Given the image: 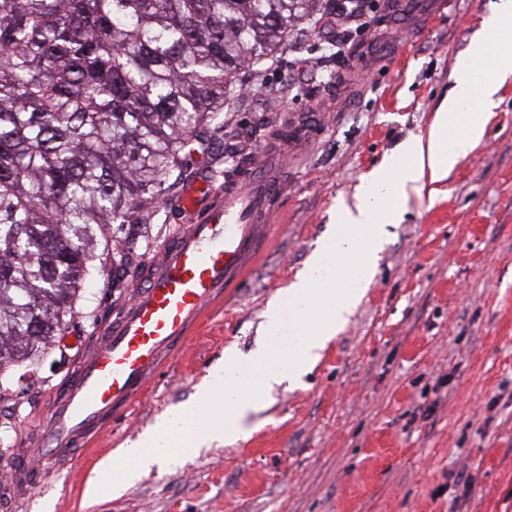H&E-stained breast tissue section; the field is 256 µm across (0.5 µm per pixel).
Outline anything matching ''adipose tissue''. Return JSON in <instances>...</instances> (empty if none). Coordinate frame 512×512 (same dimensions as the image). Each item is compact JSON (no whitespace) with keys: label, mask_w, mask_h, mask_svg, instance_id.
<instances>
[{"label":"adipose tissue","mask_w":512,"mask_h":512,"mask_svg":"<svg viewBox=\"0 0 512 512\" xmlns=\"http://www.w3.org/2000/svg\"><path fill=\"white\" fill-rule=\"evenodd\" d=\"M472 64L487 65L490 77L476 87L465 76L458 79L427 136L407 142L361 183L354 206L339 213L315 255L269 305L263 343L244 356L225 354L191 399L121 448L118 462L103 461L113 489L200 448L244 439L247 421L266 406L265 394L312 370L370 287L386 227L399 222L409 191L420 190L424 176L447 177L483 139V114L497 107L512 77V0H492L479 36L457 61L463 73Z\"/></svg>","instance_id":"1"}]
</instances>
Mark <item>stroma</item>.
I'll use <instances>...</instances> for the list:
<instances>
[{
  "label": "stroma",
  "mask_w": 512,
  "mask_h": 512,
  "mask_svg": "<svg viewBox=\"0 0 512 512\" xmlns=\"http://www.w3.org/2000/svg\"><path fill=\"white\" fill-rule=\"evenodd\" d=\"M335 0L273 55L246 67L207 130L197 167L223 178L266 164L289 121L314 124L287 158L279 213L247 278L126 416L68 466L46 455L43 484L0 471V512H512V80L485 135L448 177L410 193L370 288L314 368L272 394L246 439L155 467L133 486L89 493L98 463L193 395L227 350L262 343L265 312L294 281L340 206L413 138L454 87L456 63L491 0H447L435 16ZM348 39L344 55L336 42ZM264 79L266 103L243 97ZM187 216L159 202L112 279L102 255L65 346L0 392V460L45 443L55 400L105 335L145 268Z\"/></svg>",
  "instance_id": "1"
}]
</instances>
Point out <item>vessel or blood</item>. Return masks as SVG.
I'll return each mask as SVG.
<instances>
[{
	"label": "vessel or blood",
	"instance_id": "obj_1",
	"mask_svg": "<svg viewBox=\"0 0 512 512\" xmlns=\"http://www.w3.org/2000/svg\"><path fill=\"white\" fill-rule=\"evenodd\" d=\"M205 191L187 186L175 207L190 216L149 265L106 336L83 358L51 413L55 453L74 458L108 413L130 408L215 304L253 265L283 193L276 168L238 170Z\"/></svg>",
	"mask_w": 512,
	"mask_h": 512
}]
</instances>
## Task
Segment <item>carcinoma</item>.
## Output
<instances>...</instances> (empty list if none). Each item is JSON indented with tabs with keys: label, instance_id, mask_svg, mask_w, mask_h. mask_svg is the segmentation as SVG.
I'll return each mask as SVG.
<instances>
[{
	"label": "carcinoma",
	"instance_id": "cac0c4a2",
	"mask_svg": "<svg viewBox=\"0 0 512 512\" xmlns=\"http://www.w3.org/2000/svg\"><path fill=\"white\" fill-rule=\"evenodd\" d=\"M323 0H0V385L68 334L113 224L189 172L239 72Z\"/></svg>",
	"mask_w": 512,
	"mask_h": 512
}]
</instances>
